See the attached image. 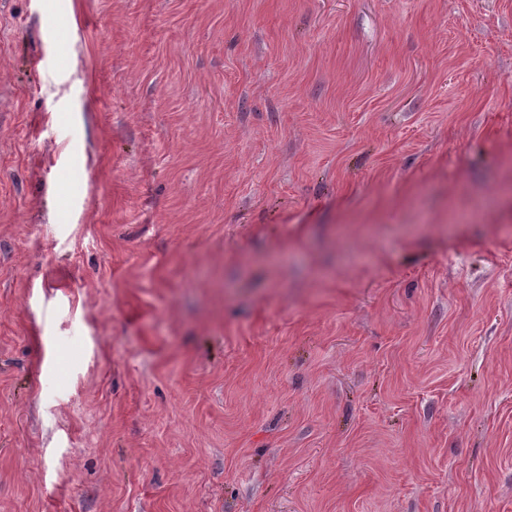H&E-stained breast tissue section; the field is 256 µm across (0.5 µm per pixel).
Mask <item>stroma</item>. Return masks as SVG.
<instances>
[{
    "label": "stroma",
    "mask_w": 512,
    "mask_h": 512,
    "mask_svg": "<svg viewBox=\"0 0 512 512\" xmlns=\"http://www.w3.org/2000/svg\"><path fill=\"white\" fill-rule=\"evenodd\" d=\"M0 512H512V0H0Z\"/></svg>",
    "instance_id": "35a3bbf8"
}]
</instances>
